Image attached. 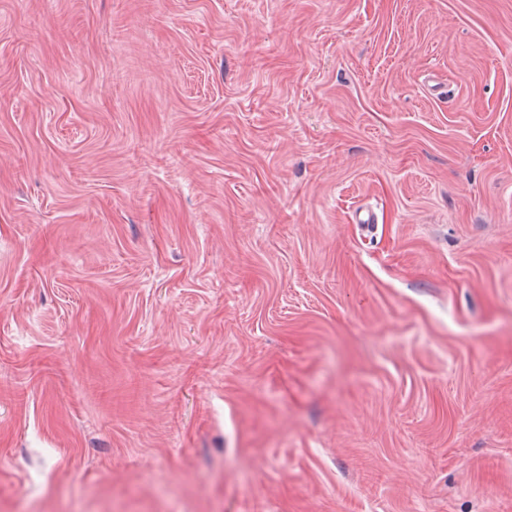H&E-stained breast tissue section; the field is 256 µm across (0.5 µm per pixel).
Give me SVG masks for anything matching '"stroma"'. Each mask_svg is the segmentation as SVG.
Segmentation results:
<instances>
[{"label":"stroma","mask_w":512,"mask_h":512,"mask_svg":"<svg viewBox=\"0 0 512 512\" xmlns=\"http://www.w3.org/2000/svg\"><path fill=\"white\" fill-rule=\"evenodd\" d=\"M0 512H512V0H0Z\"/></svg>","instance_id":"35a3bbf8"}]
</instances>
